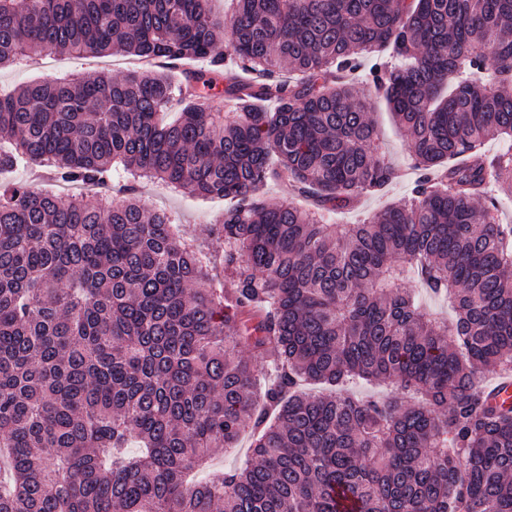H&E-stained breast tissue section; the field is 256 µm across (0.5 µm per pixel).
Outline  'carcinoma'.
<instances>
[{
    "instance_id": "obj_1",
    "label": "carcinoma",
    "mask_w": 512,
    "mask_h": 512,
    "mask_svg": "<svg viewBox=\"0 0 512 512\" xmlns=\"http://www.w3.org/2000/svg\"><path fill=\"white\" fill-rule=\"evenodd\" d=\"M209 2L0 0V69L144 65L0 95V173L222 198L234 284L133 184L94 205L1 181L0 512H512V407L484 383L512 370V146L484 151L512 141V0H237L227 22ZM360 73L420 178L341 226L395 177ZM285 174L311 206L262 194ZM357 380L388 395L338 392ZM247 432L243 466L190 478ZM138 68L140 63L133 56L106 55L80 59L56 52L44 55L27 66L1 69L0 93L10 92L17 84L34 78L51 80L65 76L78 77L92 72L121 76Z\"/></svg>"
}]
</instances>
